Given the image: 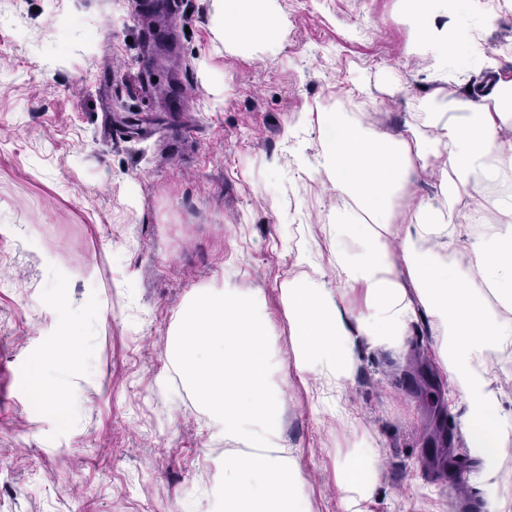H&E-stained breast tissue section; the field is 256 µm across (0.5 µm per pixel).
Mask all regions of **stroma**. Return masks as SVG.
<instances>
[{"mask_svg": "<svg viewBox=\"0 0 512 512\" xmlns=\"http://www.w3.org/2000/svg\"><path fill=\"white\" fill-rule=\"evenodd\" d=\"M275 4L270 53L224 48L213 0H168L167 60L138 21L158 23L157 0H0V512H205L225 443L167 353L177 313L227 280L259 295L273 333L302 512H343L336 464L358 446L377 457L361 512H455L459 490L484 500L425 316L402 351L359 346L352 426L294 369L279 286L298 245L326 253L340 204L297 176L318 112L350 111L366 83V123L395 135L439 86L408 51L402 0ZM488 7L495 68L449 61L464 74L455 93L512 78V0ZM79 261L91 279L70 276ZM61 299L88 338L59 412L33 401L25 373Z\"/></svg>", "mask_w": 512, "mask_h": 512, "instance_id": "stroma-1", "label": "stroma"}]
</instances>
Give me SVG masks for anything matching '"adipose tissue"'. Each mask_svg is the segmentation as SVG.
<instances>
[{
	"mask_svg": "<svg viewBox=\"0 0 512 512\" xmlns=\"http://www.w3.org/2000/svg\"><path fill=\"white\" fill-rule=\"evenodd\" d=\"M214 22L225 45L273 48L282 17L272 0H214ZM416 52L431 60L430 78L448 80V60L460 52L483 57L484 24L461 32L448 15L477 0H406ZM512 78L489 94L431 96L403 132H379L358 112H323L334 136L308 162L306 180L327 179L341 199L329 262L306 249L297 273L280 284V299L301 378H314L338 423L350 415L342 397L359 364L358 346L401 348L418 314H426L438 360L466 407L465 444L481 462L485 512H512L504 489L512 473V411H505L487 368L491 354L512 371V142L503 126L512 108L501 100ZM434 176L438 203L418 200L396 222L392 199L410 171ZM468 261H452L461 247ZM363 288L365 310L339 307L336 289ZM173 362L196 394L210 437L231 441L216 467L208 512H299L301 471L277 426L281 392L274 382L273 342L255 293L225 282L199 297L174 323ZM375 456L359 450L339 462L345 512H356L373 487Z\"/></svg>",
	"mask_w": 512,
	"mask_h": 512,
	"instance_id": "1",
	"label": "adipose tissue"
}]
</instances>
